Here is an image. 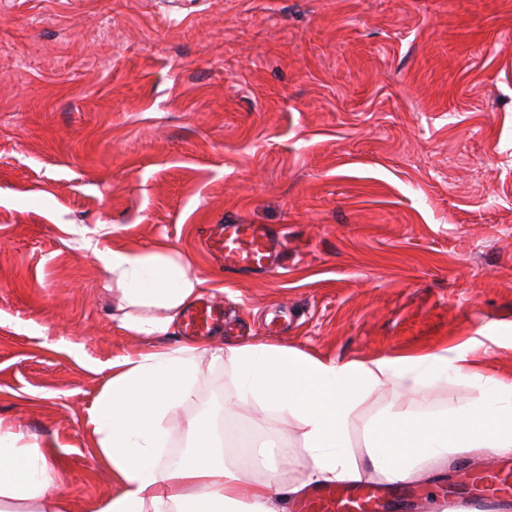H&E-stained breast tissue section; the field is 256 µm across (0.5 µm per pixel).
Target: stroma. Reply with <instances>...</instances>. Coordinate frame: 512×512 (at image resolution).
<instances>
[{
  "label": "stroma",
  "instance_id": "stroma-1",
  "mask_svg": "<svg viewBox=\"0 0 512 512\" xmlns=\"http://www.w3.org/2000/svg\"><path fill=\"white\" fill-rule=\"evenodd\" d=\"M224 222L287 225L294 264L224 270L203 246ZM84 236L181 253L224 307L211 346L245 322L339 361L472 347L476 377L430 386L421 412L512 386V0H0V424L52 454L73 512H100L114 485L89 415L148 342L113 322ZM234 391L203 356L164 461L194 418L258 416L302 483L296 423L225 413ZM400 403L358 406L354 453ZM499 465L460 454L386 512H432Z\"/></svg>",
  "mask_w": 512,
  "mask_h": 512
}]
</instances>
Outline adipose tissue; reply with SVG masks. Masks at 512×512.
Instances as JSON below:
<instances>
[{
	"label": "adipose tissue",
	"instance_id": "1",
	"mask_svg": "<svg viewBox=\"0 0 512 512\" xmlns=\"http://www.w3.org/2000/svg\"><path fill=\"white\" fill-rule=\"evenodd\" d=\"M108 274L112 318L154 340L150 350L113 360L89 424L115 491L101 512H285L301 485L278 478L275 441L260 437L252 460L226 455L209 418L189 425V446L163 462L168 421L189 399L204 348L163 347L162 339L199 295L201 279L181 255L93 248ZM465 345L431 353L339 362L275 344L217 349L233 371L236 394L226 410L255 404L297 421L313 483L404 480L447 467L462 451L512 456V386L486 384L483 397L449 413L423 414L402 405L366 424L355 455L348 426L360 402L393 384L410 396L447 374L472 377ZM0 512H71L58 490L54 463L38 444L0 427Z\"/></svg>",
	"mask_w": 512,
	"mask_h": 512
}]
</instances>
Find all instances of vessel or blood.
I'll return each mask as SVG.
<instances>
[{
	"label": "vessel or blood",
	"mask_w": 512,
	"mask_h": 512,
	"mask_svg": "<svg viewBox=\"0 0 512 512\" xmlns=\"http://www.w3.org/2000/svg\"><path fill=\"white\" fill-rule=\"evenodd\" d=\"M204 245L219 257L227 270L253 274H274L288 262V230L265 224H220L210 228ZM224 318L216 301L208 300L183 315L182 331L187 335L207 333ZM483 495L464 500L471 512H512V472L492 470L482 477ZM456 501H445L452 512ZM299 512H377L374 484L362 482L342 488H321L302 504Z\"/></svg>",
	"instance_id": "1"
}]
</instances>
